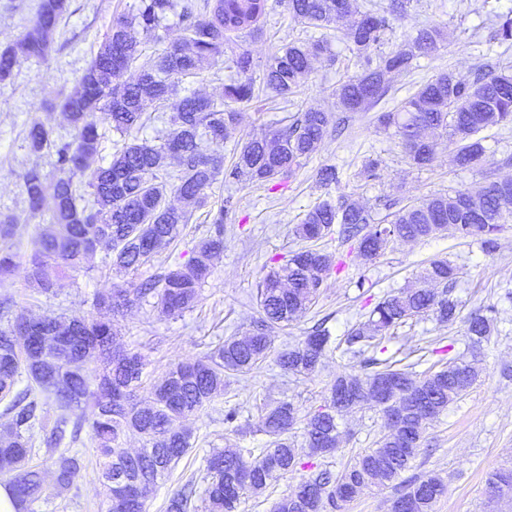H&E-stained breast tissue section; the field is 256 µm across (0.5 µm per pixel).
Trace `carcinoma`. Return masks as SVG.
I'll return each instance as SVG.
<instances>
[{"label": "carcinoma", "instance_id": "cac0c4a2", "mask_svg": "<svg viewBox=\"0 0 512 512\" xmlns=\"http://www.w3.org/2000/svg\"><path fill=\"white\" fill-rule=\"evenodd\" d=\"M68 0H39L36 15L19 40L0 50V84L11 79L18 56L43 59L51 51ZM177 13L182 37L145 62L142 36L162 42L159 31L168 15ZM291 17L313 28H328L336 19L355 15L346 33L349 49L360 70L339 80L336 108L363 112L382 100L389 89L386 76L411 67L413 60L436 50L444 40L438 26L419 29L415 38L386 51L392 29L389 13L371 4L347 0L336 10V0H288ZM267 17V0H135L131 10L112 18L104 41L79 76L75 89L65 95L61 108L72 129L71 139H57L53 130L34 124L27 143L34 154L54 150V181L34 164L21 174L26 211L31 216L50 214L40 231L38 247L28 256L27 276L43 294L53 292L60 274L83 268L98 248L107 251L119 270H136L180 235L191 214L174 207V194L199 206L207 204L206 190L224 180L268 183L292 176L328 132L333 113L309 108L284 127L271 129L260 139L238 143L232 164L209 152V146L229 136L240 123L244 107L255 98L256 82L283 101L306 83L313 58L327 52V41L293 40L282 45L264 63L246 50L227 53L238 39L258 33ZM230 76L216 98L178 96L179 84L218 63ZM179 97L169 117V131L149 142L137 136L151 111ZM107 116L109 129L122 143L107 163L95 164L106 132L96 115ZM376 121L394 129L406 157L417 168L430 166L434 144L421 138L423 129H442L455 146L461 167L480 164L485 156L479 133L512 124V71L476 70L468 77L441 73L423 84L396 107L380 112ZM512 220V180H493L478 192L457 191L397 210L387 225L377 224L363 207L346 199L314 205L301 224L298 237L311 242L285 264L269 271L258 291L263 317L245 339H224L209 355L193 363H176L164 378L145 388L146 356L120 343L112 323L97 318L66 321L45 315L27 321L32 332L16 334L15 327L0 329V401L8 418L6 437L0 440V468L12 476L10 487L21 512H33L41 498L42 472L31 464L35 443L55 451L67 428L77 435L88 428L101 458V473L112 512H146L144 490L157 482L191 448L190 434L177 421L202 410L224 393V373L249 372L271 354L268 329L286 326L310 308L333 270L328 256L315 246L331 228L346 241H355L361 255L373 260L394 240L417 241L439 234L475 237L487 254L498 247L497 234ZM215 235L201 240L196 256L186 264L140 282L100 295L95 306L129 307L146 298L169 315L180 316L194 307L209 273L213 255L224 249V208L212 219ZM14 218L0 221V282L17 267L10 241ZM458 268L446 259L426 263L419 273L422 286L388 294L367 321L345 338L344 353L358 359L363 373L342 374L330 388L328 404L305 418L303 431L316 454L333 453L339 444L336 415L372 401L389 416L403 418L389 424V432L358 456L349 467L327 468L301 483L293 494L278 501L273 512H324L360 495L370 485L386 486L401 480L403 491L393 499L390 512H432L446 493L437 476L402 478L424 441V421L448 409L474 384L475 368L450 361L437 371L414 370L391 356L367 357L368 350L386 352L378 339L407 321L433 315L453 323L458 304L452 296ZM493 318L478 312L466 320V335L474 343L489 340ZM331 336L323 323L296 346L276 355L281 370L308 376L326 355ZM29 387L16 391L19 377ZM51 400L60 414L49 419L43 408ZM299 419L297 407L279 401L265 417L271 447L244 457L227 449L208 461L205 480L208 512H236L244 491L260 490L298 465L288 433ZM137 432L143 448L131 454L121 436ZM81 462L59 454L54 477L61 491L70 489ZM490 489L512 493V468H500L487 479ZM194 482L186 483L169 500L167 512H188Z\"/></svg>", "mask_w": 512, "mask_h": 512}]
</instances>
